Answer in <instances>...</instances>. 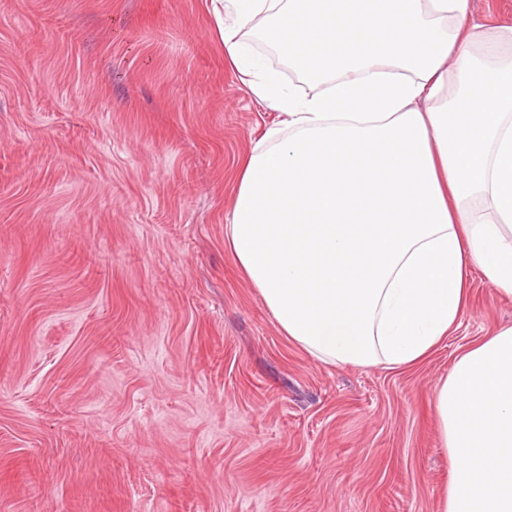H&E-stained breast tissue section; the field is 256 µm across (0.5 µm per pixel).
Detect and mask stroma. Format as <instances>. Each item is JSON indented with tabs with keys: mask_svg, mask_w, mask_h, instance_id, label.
Wrapping results in <instances>:
<instances>
[{
	"mask_svg": "<svg viewBox=\"0 0 512 512\" xmlns=\"http://www.w3.org/2000/svg\"><path fill=\"white\" fill-rule=\"evenodd\" d=\"M281 120L211 0H0V512H439L436 386L512 296L472 272L410 369L311 358L224 247Z\"/></svg>",
	"mask_w": 512,
	"mask_h": 512,
	"instance_id": "obj_1",
	"label": "stroma"
}]
</instances>
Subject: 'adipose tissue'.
I'll use <instances>...</instances> for the list:
<instances>
[{
    "label": "adipose tissue",
    "instance_id": "ef3b65f1",
    "mask_svg": "<svg viewBox=\"0 0 512 512\" xmlns=\"http://www.w3.org/2000/svg\"><path fill=\"white\" fill-rule=\"evenodd\" d=\"M372 2L212 0L232 66L290 130L241 161L224 245L311 358L399 369L457 328L472 270L512 295V25L485 35L472 0ZM245 26L275 28L319 93L287 85ZM435 409L459 471L441 512H512V327L457 357Z\"/></svg>",
    "mask_w": 512,
    "mask_h": 512
}]
</instances>
